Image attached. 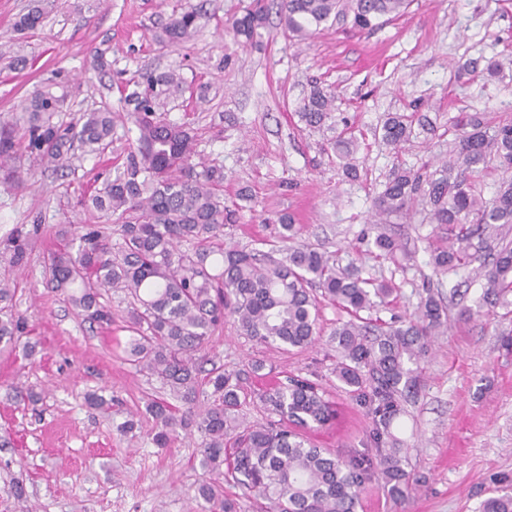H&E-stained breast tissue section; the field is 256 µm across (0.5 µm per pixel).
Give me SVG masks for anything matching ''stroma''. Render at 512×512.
I'll list each match as a JSON object with an SVG mask.
<instances>
[{
	"mask_svg": "<svg viewBox=\"0 0 512 512\" xmlns=\"http://www.w3.org/2000/svg\"><path fill=\"white\" fill-rule=\"evenodd\" d=\"M251 3L55 0L21 42L34 58L32 68L18 72L0 64L2 124L52 83L68 86L72 110L106 104L115 114L111 146L76 160L74 174L26 155L20 162L25 181L16 186L0 169V238L19 224L41 225L13 299L30 335L0 351V512H207L195 496L199 433L163 448L152 440L148 400L176 410L183 404L127 361L122 304L112 305L111 328L83 321L48 288L43 263L60 225L94 223L79 200L138 137L122 96L141 72L174 69L183 78L187 92L170 100L166 118L193 129L201 157L223 166L224 201L239 208L232 229L239 247L280 249L277 218L293 215L299 241L396 284V297L379 311L386 321L411 314L423 289L446 295L466 281L467 270L438 275L428 264L429 249L445 243L446 228L420 210L379 224L373 202L395 167L429 173L452 153L459 112L512 113V65L492 78L457 76L467 60L512 54V0H411L401 17H383L372 31L325 24L301 44L286 38L273 12L252 47L230 30ZM195 7L201 16L189 41L177 47L156 41L172 15ZM100 54L107 67L98 66ZM316 78L337 95L333 118L320 129L298 114ZM415 111L428 117L430 129H415L396 150L376 137L388 113ZM346 129L356 138L354 178L344 174L336 149ZM243 188L252 201L239 200ZM382 232L400 241L395 258L375 256L373 241ZM320 308L319 340L304 353L264 348L228 321L212 335L207 354L227 371L262 358L288 374L318 375L335 392L329 334L344 314L325 301ZM421 368V389L394 431L406 469L423 481L404 502L367 486L356 512H479L499 477L512 478V313L498 307L451 322ZM94 394L109 408L92 405ZM337 401L339 423L314 432V440L343 452L361 448L369 420L345 396ZM128 419L133 429L118 432ZM18 482L25 491L20 499Z\"/></svg>",
	"mask_w": 512,
	"mask_h": 512,
	"instance_id": "stroma-1",
	"label": "stroma"
}]
</instances>
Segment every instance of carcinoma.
<instances>
[{
  "label": "carcinoma",
  "instance_id": "obj_1",
  "mask_svg": "<svg viewBox=\"0 0 512 512\" xmlns=\"http://www.w3.org/2000/svg\"><path fill=\"white\" fill-rule=\"evenodd\" d=\"M49 5L51 0H34L14 32L37 28ZM408 5L409 0H280V20L289 37L302 41L331 19L371 30L381 17L398 16ZM197 19L196 11L180 14L159 40L182 44L195 32ZM266 21V7L258 2L233 19L231 30L251 43ZM3 57L13 70L29 64L27 56L7 52L1 44ZM501 67L498 60L483 66L471 60L460 71L493 74ZM134 86L124 103L132 107L137 144L85 201L109 226L70 224L57 231L65 245L45 257L50 288L84 320L106 326L114 314L111 301L102 298L123 294L130 361L190 405L179 420L169 405L152 401L154 441L166 445L179 428L193 427L201 434L204 477L197 493L209 512H239V500L224 496L228 479L241 489V498L263 499L274 512H355L361 491L373 481L396 499L408 497L412 483L391 428L404 413L402 400L419 385L420 362L431 350V338L448 328L443 297L427 288L413 316L377 324L362 313L388 304L395 288L362 277L356 264L341 266L312 245H290L279 259L222 243L235 215L224 204V167L192 162L195 135L165 118L168 101L184 92L182 78L174 70L149 71ZM67 96L40 89L25 99L14 122L0 125V167L25 148L56 169L67 168L76 152L101 153L112 144V110H84L67 122L60 119ZM334 110V94L314 82L299 114L307 126L320 128ZM412 123L406 115H389L381 140L400 147L409 140ZM454 128L456 157L425 176L393 170L374 207L379 215L398 216L418 200L430 206L432 223L448 225L450 243L430 250L428 264L436 273L468 266L473 248L494 247L492 260L476 273L484 280L481 305L507 307L512 304V242L500 237L493 246L490 240L499 226L512 224V176L502 179L489 199L480 186L492 171H512V119L493 123L462 112ZM39 229L38 223L30 229L21 224L0 239V256H9L11 268L25 266ZM374 246L385 257L399 249L395 238L382 233ZM317 290L348 315L330 333L336 348L332 374L371 420L373 456L345 458L308 437L331 428L339 413L318 381L281 377L261 359L244 374L203 369L209 339L228 318L260 346L285 352L313 347L320 335ZM13 296L9 280L0 278V343L11 344L27 330L25 319L12 313ZM246 377L261 386L245 388ZM204 386L212 388L210 402L196 412L191 404ZM250 404L259 406L263 422H246L242 409ZM482 512H512V484L484 501Z\"/></svg>",
  "mask_w": 512,
  "mask_h": 512
}]
</instances>
